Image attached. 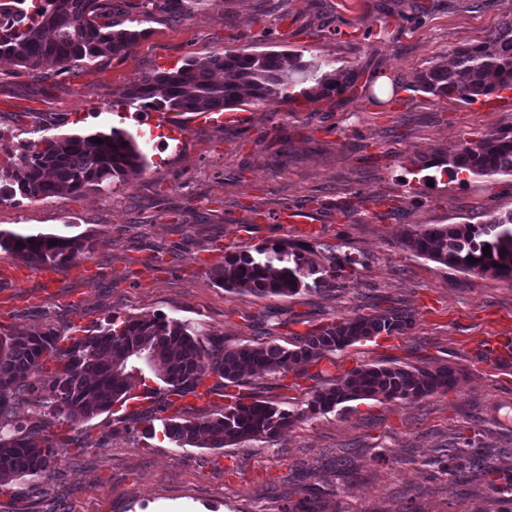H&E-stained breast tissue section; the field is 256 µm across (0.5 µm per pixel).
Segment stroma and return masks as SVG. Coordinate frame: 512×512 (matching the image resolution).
Instances as JSON below:
<instances>
[{"label": "stroma", "instance_id": "stroma-1", "mask_svg": "<svg viewBox=\"0 0 512 512\" xmlns=\"http://www.w3.org/2000/svg\"><path fill=\"white\" fill-rule=\"evenodd\" d=\"M384 0H207L179 22L144 17L112 0V18L149 34L119 59L35 71L0 69V131L38 140L120 129L140 138L148 167L104 193L0 206V229L87 234L94 269L0 283V339L54 325L61 345L114 318L164 316L229 345L294 336L373 304L411 311L406 334L381 335L329 354L299 373L247 376L242 391L279 407L365 364L461 369L448 393L407 401L362 399L290 426L277 440L221 449L178 447L120 408L74 424L48 390L20 402L15 420L41 427L56 449L54 474L0 482V512H512V371L484 361L491 333L512 334V280L462 273L399 245L415 224H479L512 210V176L450 179L425 165L436 152L512 126V90L495 104L436 100L419 73L460 44L512 19V0H419V19L385 14ZM294 52L356 84L320 100L253 102L222 122L191 112L122 104L134 78L188 58ZM287 156H279L280 147ZM392 198L370 212L368 200ZM305 213L316 225L283 222ZM288 241L358 258L341 287L290 297L225 291L214 281L228 247ZM482 423L496 490L480 470L448 472L450 442Z\"/></svg>", "mask_w": 512, "mask_h": 512}]
</instances>
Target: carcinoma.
<instances>
[{"instance_id":"obj_1","label":"carcinoma","mask_w":512,"mask_h":512,"mask_svg":"<svg viewBox=\"0 0 512 512\" xmlns=\"http://www.w3.org/2000/svg\"><path fill=\"white\" fill-rule=\"evenodd\" d=\"M205 0H144L145 7L182 18ZM112 0H6L0 2V68L39 69L47 63L67 68L99 58L123 57L147 30L121 27L109 20ZM107 22L101 23L99 19ZM354 70L322 71L321 60L296 53L230 52L192 58L182 66L142 75L130 82L125 104L136 103L166 112H225L255 101L294 99L296 87L310 84L304 94L323 97L357 80ZM421 91L437 99L477 102L512 89V20L482 39L456 47L449 64L437 63L416 78ZM102 142H96V139ZM146 155L125 131L89 135H47L28 154L0 166V202L19 196L37 200L54 195L103 193L126 176L144 173ZM428 168H442L450 178L467 173L478 177L512 176V127L434 154ZM87 235L15 233L0 230V249L20 254L35 266L67 269L90 250ZM399 244L415 255L464 273L512 278V210L491 215L482 224H416ZM490 246L491 256L483 253ZM241 244L224 255L214 279L218 286L257 296H295L337 287L357 264L351 256H328L310 245ZM475 258L471 262L467 257ZM411 311L397 306L357 313L294 338L286 347L274 341L228 346L218 333H202L190 324L162 316L112 320L95 334L58 346V332L49 325L34 333L0 340V482L46 472L57 462L50 438L36 440L13 423L18 402L35 396L32 375L41 357L52 356L60 367L49 382L55 411L73 423L108 412L130 400L128 365L152 370L165 384L157 406L128 414L156 434V414L172 408L168 395L194 393L205 378L223 379L237 387L246 373L285 374L320 362L328 354L381 334L406 333ZM462 372L449 363L411 366L388 363L362 365L314 390L305 405L281 409L257 398H242L220 412L191 407L163 418L162 435L180 447L223 448L252 437L276 440L294 421L334 411L348 402L381 398L387 401L431 397L448 392ZM479 431L448 449V467L462 472L480 465Z\"/></svg>"}]
</instances>
